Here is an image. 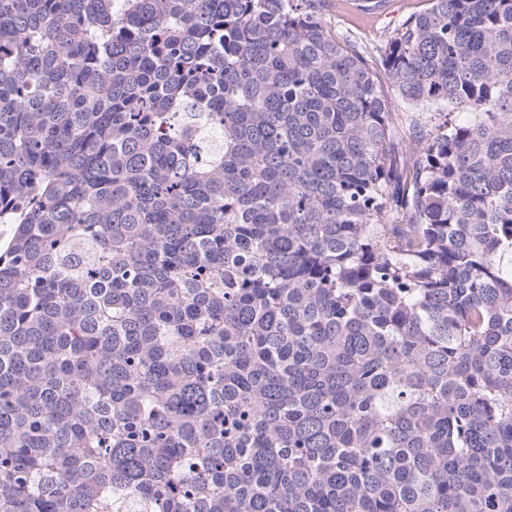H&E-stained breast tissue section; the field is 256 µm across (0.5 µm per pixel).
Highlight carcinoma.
<instances>
[{
  "mask_svg": "<svg viewBox=\"0 0 512 512\" xmlns=\"http://www.w3.org/2000/svg\"><path fill=\"white\" fill-rule=\"evenodd\" d=\"M322 2L0 0V512H512V0ZM326 28L336 39L349 36L373 58L408 16L430 6L429 0H326Z\"/></svg>",
  "mask_w": 512,
  "mask_h": 512,
  "instance_id": "cac0c4a2",
  "label": "carcinoma"
}]
</instances>
